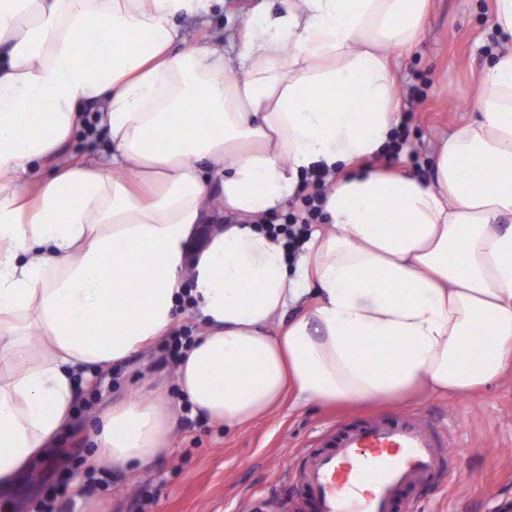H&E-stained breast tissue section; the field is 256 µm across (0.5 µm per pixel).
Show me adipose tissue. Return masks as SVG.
Instances as JSON below:
<instances>
[{"label":"adipose tissue","instance_id":"adipose-tissue-1","mask_svg":"<svg viewBox=\"0 0 512 512\" xmlns=\"http://www.w3.org/2000/svg\"><path fill=\"white\" fill-rule=\"evenodd\" d=\"M218 2L0 0V492L75 421L78 367L105 373L184 308L201 330L175 397L103 411L94 465L167 453L186 403L241 428L289 393L469 397L512 368V47L429 185L351 169L399 124L387 52L421 41L428 0H285L235 54L180 46L178 20ZM91 103L109 152L56 163ZM38 160L53 168L32 185ZM319 166L327 222L292 260L258 223ZM213 207L237 223L202 232Z\"/></svg>","mask_w":512,"mask_h":512}]
</instances>
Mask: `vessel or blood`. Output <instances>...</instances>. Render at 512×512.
I'll use <instances>...</instances> for the list:
<instances>
[{"label":"vessel or blood","mask_w":512,"mask_h":512,"mask_svg":"<svg viewBox=\"0 0 512 512\" xmlns=\"http://www.w3.org/2000/svg\"><path fill=\"white\" fill-rule=\"evenodd\" d=\"M456 441L452 423L414 414L337 426L335 438L309 455L300 495L311 512H394L404 486L444 475Z\"/></svg>","instance_id":"1"}]
</instances>
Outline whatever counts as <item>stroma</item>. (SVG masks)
<instances>
[{
    "mask_svg": "<svg viewBox=\"0 0 512 512\" xmlns=\"http://www.w3.org/2000/svg\"><path fill=\"white\" fill-rule=\"evenodd\" d=\"M279 9L281 0H224L222 9L203 20L183 21L187 42L206 41L235 53L239 32L253 7ZM493 0H429L426 32L407 52L391 50L400 121L406 124L417 160L400 155L370 160L371 168L435 178L437 140L472 119L466 100L500 39L489 24ZM415 90L417 103L407 101ZM152 345L125 363L113 366L97 387V408L112 400L145 394L174 393L173 367L161 363ZM414 413L426 419H452L457 426L459 474L404 491L401 512H504L512 505V370L481 393L466 399L421 395L385 409L375 406L329 407L311 402L282 407L256 423L228 429L200 419L181 423L173 448L151 466L130 472L99 470L97 483L86 487L91 450L79 429L63 434L58 447L74 448L71 460L45 463L40 484L20 479L14 490L15 512H36L40 501L53 498L57 512H82L87 496L102 512H247V505L275 499L293 501L296 476L303 469L314 437L332 431L337 422L378 412Z\"/></svg>",
    "mask_w": 512,
    "mask_h": 512,
    "instance_id": "stroma-1",
    "label": "stroma"
}]
</instances>
